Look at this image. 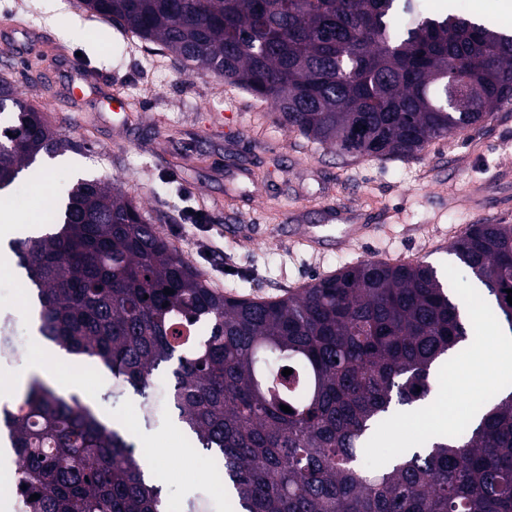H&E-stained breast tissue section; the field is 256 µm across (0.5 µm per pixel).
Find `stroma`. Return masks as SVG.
Masks as SVG:
<instances>
[{
  "label": "stroma",
  "mask_w": 512,
  "mask_h": 512,
  "mask_svg": "<svg viewBox=\"0 0 512 512\" xmlns=\"http://www.w3.org/2000/svg\"><path fill=\"white\" fill-rule=\"evenodd\" d=\"M72 0H0V65L11 72L23 100L39 105L51 125L78 151L43 159L0 193L18 199L12 212L38 213L51 223L57 204L78 179L116 184L132 196L160 235L169 239L202 277L227 296L275 297L335 273L359 260H425L448 273V292L472 305L492 327V302L461 267L451 245L471 224H512V104L478 129L432 141L408 160L351 157L275 123L272 102L221 79L182 69L172 55L138 38H121L114 26L75 13ZM91 67L126 98L112 111L100 87L69 95L81 68ZM202 210L210 231L185 217ZM368 224L371 232L312 252L295 239L300 225ZM223 271H215L214 263ZM16 261L0 262V312L13 313L19 331L37 337L36 312L10 291L24 279ZM71 369L87 362L43 342L14 364H0V408L21 397L32 376L54 380L59 360ZM93 385L76 393L104 423L128 419L127 439L139 448H167L162 483L168 512L202 500L208 512H229L210 462L178 419L166 391L173 378L155 373L158 418L145 421L133 390L111 396L112 375L93 369ZM443 395L464 427L480 391L512 383V362H502L494 343L475 368L459 353ZM427 444L418 407L403 408L390 430L375 435L370 460L381 466L397 441Z\"/></svg>",
  "instance_id": "obj_1"
}]
</instances>
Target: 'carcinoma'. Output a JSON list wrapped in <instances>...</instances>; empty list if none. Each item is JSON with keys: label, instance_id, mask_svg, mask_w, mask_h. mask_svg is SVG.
Segmentation results:
<instances>
[{"label": "carcinoma", "instance_id": "obj_1", "mask_svg": "<svg viewBox=\"0 0 512 512\" xmlns=\"http://www.w3.org/2000/svg\"><path fill=\"white\" fill-rule=\"evenodd\" d=\"M261 100L280 124L351 155L411 158L512 104V34L415 0H80ZM0 190L58 134L0 73ZM38 331L145 397L172 366L173 402L233 512H512V385L448 442L367 466L376 424L432 389L469 321L424 260L366 259L280 298L228 297L121 189L81 179L38 236L12 243ZM457 259L512 333V224H471ZM174 290L166 295L163 290ZM293 373L284 376V369ZM292 412L286 413L280 405ZM3 421L29 512H165L142 456L79 398L34 377Z\"/></svg>", "mask_w": 512, "mask_h": 512}]
</instances>
